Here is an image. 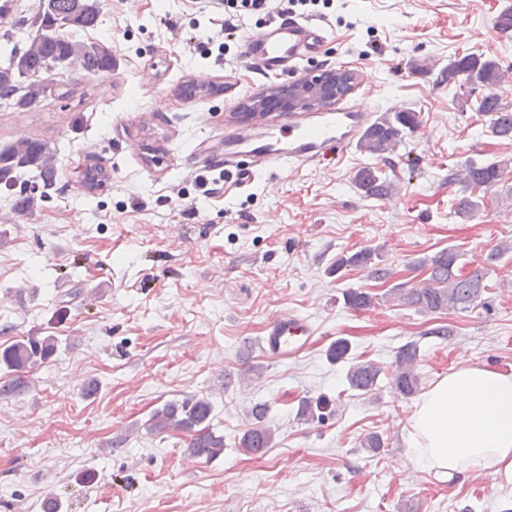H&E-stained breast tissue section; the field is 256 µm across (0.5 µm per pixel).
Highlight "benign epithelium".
Listing matches in <instances>:
<instances>
[{"label": "benign epithelium", "mask_w": 512, "mask_h": 512, "mask_svg": "<svg viewBox=\"0 0 512 512\" xmlns=\"http://www.w3.org/2000/svg\"><path fill=\"white\" fill-rule=\"evenodd\" d=\"M355 73L350 69H330L310 75L308 78L288 85V92L279 97L282 86L270 88L265 95L250 98L242 107L244 112H263L270 101L276 100L290 110L320 108L333 97L340 86H353Z\"/></svg>", "instance_id": "benign-epithelium-1"}]
</instances>
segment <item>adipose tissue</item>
Listing matches in <instances>:
<instances>
[{
  "label": "adipose tissue",
  "mask_w": 512,
  "mask_h": 512,
  "mask_svg": "<svg viewBox=\"0 0 512 512\" xmlns=\"http://www.w3.org/2000/svg\"><path fill=\"white\" fill-rule=\"evenodd\" d=\"M405 455L447 481L472 470L512 483V372L469 362L416 399Z\"/></svg>",
  "instance_id": "1"
}]
</instances>
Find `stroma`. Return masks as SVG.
I'll list each match as a JSON object with an SVG mask.
<instances>
[{"mask_svg":"<svg viewBox=\"0 0 512 512\" xmlns=\"http://www.w3.org/2000/svg\"><path fill=\"white\" fill-rule=\"evenodd\" d=\"M76 41L111 47V73L65 69L44 96L18 111L0 98V146L48 143L53 189L23 175L0 185V349L52 335L56 353L14 374L0 370V512H512V484L473 470L442 483L404 465L414 397L392 384L395 355L419 347L421 386L465 360L512 371V252L489 276L488 306L424 314L384 298L389 285L424 279L418 260L456 249L472 270L512 240V171L469 222L454 214L462 186L449 171L505 160L512 141L491 137L449 81L448 63L476 53L506 73L494 92L512 106V32L494 20L512 0H309L296 12L323 23L321 52L303 72H357L363 111L400 110L418 126L394 150L351 148L331 164L262 172L246 189L224 174L204 197L197 160L224 148L232 107L282 84L244 61L242 42L264 16L245 15L235 40L222 24L228 0H97ZM197 83L186 98L181 88ZM378 168L394 183L386 200L366 196L354 176ZM107 178L91 187L85 174ZM35 195L18 215L19 193ZM375 248L390 284L351 269H327L338 254ZM363 288L374 307L354 311L343 293ZM307 318L315 334L294 355L264 351L267 322ZM451 326L449 338L433 331ZM347 340L348 362L328 346ZM382 367L374 393L350 390L349 361ZM26 387H6L14 378ZM323 395L324 421L296 416L302 399ZM210 398L224 452L190 455L185 434L148 432L169 400ZM269 406L273 445L250 455L238 440L248 410ZM382 435L377 453L364 435Z\"/></svg>","mask_w":512,"mask_h":512,"instance_id":"1","label":"stroma"}]
</instances>
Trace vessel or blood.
<instances>
[{
	"label": "vessel or blood",
	"instance_id": "vessel-or-blood-1",
	"mask_svg": "<svg viewBox=\"0 0 512 512\" xmlns=\"http://www.w3.org/2000/svg\"><path fill=\"white\" fill-rule=\"evenodd\" d=\"M326 35L321 23L276 17L248 37L242 54L261 74L294 75L300 62L319 50ZM371 119V113L356 108L346 94L336 95L313 112H282L273 104L225 131L223 152L208 154L204 166L233 173L237 185L247 188L260 171L318 164L329 155L344 154L361 139ZM313 333L305 319L284 313L268 324L262 346L276 354H293Z\"/></svg>",
	"mask_w": 512,
	"mask_h": 512
}]
</instances>
